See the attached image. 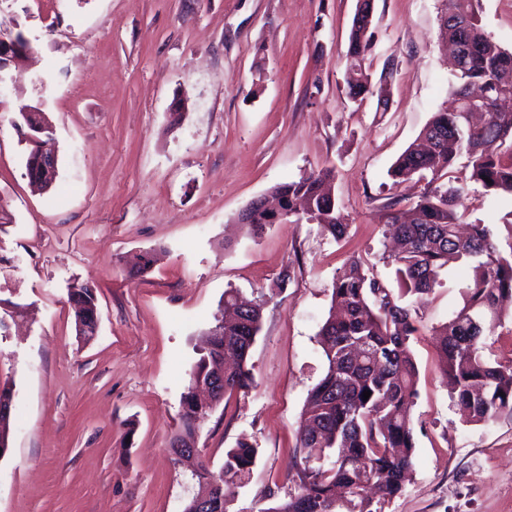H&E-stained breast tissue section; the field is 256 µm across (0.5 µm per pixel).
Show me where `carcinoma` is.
Instances as JSON below:
<instances>
[{
    "label": "carcinoma",
    "mask_w": 512,
    "mask_h": 512,
    "mask_svg": "<svg viewBox=\"0 0 512 512\" xmlns=\"http://www.w3.org/2000/svg\"><path fill=\"white\" fill-rule=\"evenodd\" d=\"M439 30L455 42L467 30L474 40L467 67L452 69L453 93L461 97L474 87L490 101L512 94V51L489 39L478 24L475 0H445ZM373 47V33L351 29L347 52V95L367 97L372 83L362 62ZM421 138L431 142L423 150L410 145L392 165L393 185L431 175L412 207L413 217L390 214L392 236L400 249L392 255L398 290L364 272L352 260L337 274L331 308L318 337L325 371L311 389L300 416L301 437L295 450L294 492L260 512H382L374 495H401L412 469L415 428L412 410L418 398V369L411 349L421 321L405 298H423L440 285L452 263L469 272L463 306L435 330L436 352L456 405L475 422L512 414V364L485 354V329L512 307V253L503 254L487 224H469L462 234V217L455 209L459 188L440 182L457 164L469 179L487 191L512 195V112H490L472 125L459 112L439 111ZM331 172L311 173L281 184L274 196L296 215H302L334 239L347 236L337 203L325 189ZM237 296L224 293V325H214L208 347L194 362L189 385L182 395L180 427L173 440L194 444L207 415L195 413L193 390L212 378L224 379V392L247 389L253 382L246 340L261 330L262 305L245 314L232 313ZM369 391L368 399L363 392ZM258 449L239 442L228 449L221 468L214 471L200 461L197 484L221 482L230 487L250 473Z\"/></svg>",
    "instance_id": "1"
}]
</instances>
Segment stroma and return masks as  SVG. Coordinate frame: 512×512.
Returning a JSON list of instances; mask_svg holds the SVG:
<instances>
[{"instance_id": "stroma-1", "label": "stroma", "mask_w": 512, "mask_h": 512, "mask_svg": "<svg viewBox=\"0 0 512 512\" xmlns=\"http://www.w3.org/2000/svg\"><path fill=\"white\" fill-rule=\"evenodd\" d=\"M357 0H0V31L32 44L0 83V382L14 386L0 512H181L195 490L170 442L181 397L225 290L262 304L253 383L210 412L197 445L211 468L237 441L258 450L230 512L287 498L298 423L324 371L318 332L350 259L395 284L383 257L391 206L414 188L388 171L435 112L452 75L438 37L444 0H374L363 62L376 97L346 95ZM482 31L512 51V0H476ZM53 125L59 164L36 191L21 105ZM332 168L349 234L237 217L274 186ZM467 222L512 245V196L467 181ZM143 251L157 260L134 275ZM287 287H279L282 272ZM92 284L97 335L78 342L69 293ZM455 268L419 302L411 348L419 396L404 492L383 512H512V415L470 422L441 374L436 328L464 303Z\"/></svg>"}]
</instances>
